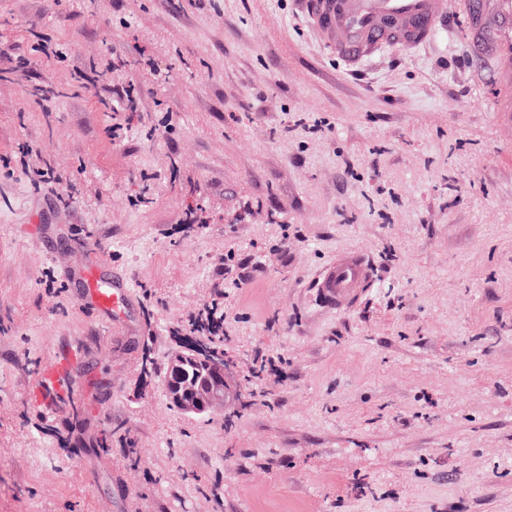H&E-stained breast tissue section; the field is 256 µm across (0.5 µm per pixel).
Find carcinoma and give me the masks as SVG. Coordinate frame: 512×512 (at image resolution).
I'll return each instance as SVG.
<instances>
[{"label":"carcinoma","mask_w":512,"mask_h":512,"mask_svg":"<svg viewBox=\"0 0 512 512\" xmlns=\"http://www.w3.org/2000/svg\"><path fill=\"white\" fill-rule=\"evenodd\" d=\"M224 355L211 347L208 336H200L184 350L171 355L162 375L169 399L174 407L191 418L207 415L193 409L195 401L208 391L216 379Z\"/></svg>","instance_id":"1"}]
</instances>
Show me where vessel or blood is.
Listing matches in <instances>:
<instances>
[{
    "mask_svg": "<svg viewBox=\"0 0 512 512\" xmlns=\"http://www.w3.org/2000/svg\"><path fill=\"white\" fill-rule=\"evenodd\" d=\"M309 13L326 43L341 58H359L376 48H410L432 38L454 11L453 0H308ZM467 38L479 74L512 83V0H470ZM367 274L361 257L344 254L326 275L336 299H344ZM129 280H101L84 271L81 304L106 315L127 304Z\"/></svg>",
    "mask_w": 512,
    "mask_h": 512,
    "instance_id": "obj_1",
    "label": "vessel or blood"
}]
</instances>
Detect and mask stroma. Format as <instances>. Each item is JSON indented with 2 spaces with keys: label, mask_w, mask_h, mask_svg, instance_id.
<instances>
[{
  "label": "stroma",
  "mask_w": 512,
  "mask_h": 512,
  "mask_svg": "<svg viewBox=\"0 0 512 512\" xmlns=\"http://www.w3.org/2000/svg\"><path fill=\"white\" fill-rule=\"evenodd\" d=\"M449 25L350 64L301 0H0V512H512V112ZM90 262L133 284L119 323L80 303ZM237 263L230 393L192 419L142 356ZM367 270L365 262L356 254H344L336 258V263L329 268L326 275V285L336 297V305L366 276Z\"/></svg>",
  "instance_id": "35a3bbf8"
}]
</instances>
